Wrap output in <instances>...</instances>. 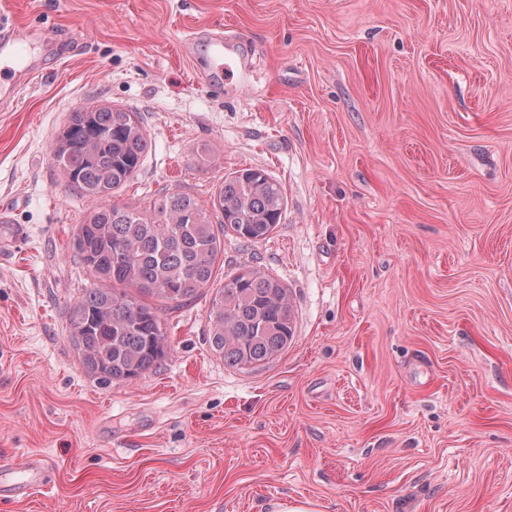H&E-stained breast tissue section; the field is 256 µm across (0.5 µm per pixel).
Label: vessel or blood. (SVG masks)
<instances>
[{
  "instance_id": "vessel-or-blood-1",
  "label": "vessel or blood",
  "mask_w": 512,
  "mask_h": 512,
  "mask_svg": "<svg viewBox=\"0 0 512 512\" xmlns=\"http://www.w3.org/2000/svg\"><path fill=\"white\" fill-rule=\"evenodd\" d=\"M48 42L45 33H37L29 27L0 19V62L8 63L16 86L30 85L38 75L33 60L27 57L28 48ZM206 48L208 65L194 69L201 82L213 84L224 77L234 81L238 89H249L253 65L238 34L224 31L209 33ZM48 477V464L40 458L30 457L19 471L9 468L0 470V496L25 499L33 488L43 485Z\"/></svg>"
}]
</instances>
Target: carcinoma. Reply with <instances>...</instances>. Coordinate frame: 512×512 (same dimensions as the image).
<instances>
[{"instance_id": "1", "label": "carcinoma", "mask_w": 512, "mask_h": 512, "mask_svg": "<svg viewBox=\"0 0 512 512\" xmlns=\"http://www.w3.org/2000/svg\"><path fill=\"white\" fill-rule=\"evenodd\" d=\"M150 145L139 113L105 105L70 112L50 148L66 191L98 202L72 233L90 286L69 306L68 337L82 367L106 382L139 379L169 356L165 315L212 287L225 230L261 242L285 209L281 184L252 168L226 177L209 207L182 190L144 207L116 203ZM207 323L224 364L254 369L292 344L295 309L279 279L244 267L213 291Z\"/></svg>"}]
</instances>
